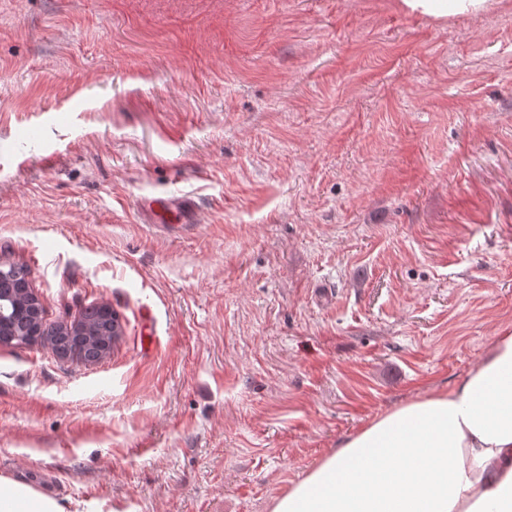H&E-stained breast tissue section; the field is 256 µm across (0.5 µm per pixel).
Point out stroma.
Instances as JSON below:
<instances>
[{
    "label": "stroma",
    "mask_w": 512,
    "mask_h": 512,
    "mask_svg": "<svg viewBox=\"0 0 512 512\" xmlns=\"http://www.w3.org/2000/svg\"><path fill=\"white\" fill-rule=\"evenodd\" d=\"M1 259L46 322L123 334L0 345V474L67 512H270L512 326V0H0ZM400 5L408 12L431 17L436 20L448 19L466 14H479L491 6L489 0H401ZM148 209L154 218L160 222H165L164 215L171 216L174 222L184 224L187 221V210L180 202L172 199L154 198L148 201ZM13 272L7 275L9 266L0 264V289L11 288L12 291L0 293L9 296L12 303L18 305L24 311V322L7 320L2 324L0 320V343L4 345H26L48 343L55 354L60 358L77 357L85 362H97L104 358L112 347L113 325L112 320L106 315L112 308L107 306L106 313H102L91 319L89 315L99 314L103 305L94 306L86 310L81 318V323L88 326L94 334L91 336H79L63 329L64 324L50 325L44 321V307L40 301L33 298V290L30 287L26 269L19 265H13ZM114 319V336H121L122 329L119 316L112 310ZM76 353V355H74Z\"/></svg>",
    "instance_id": "1"
}]
</instances>
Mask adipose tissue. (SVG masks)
Segmentation results:
<instances>
[{
    "mask_svg": "<svg viewBox=\"0 0 512 512\" xmlns=\"http://www.w3.org/2000/svg\"><path fill=\"white\" fill-rule=\"evenodd\" d=\"M436 20L490 0H400ZM0 512H65L0 475ZM271 512H512V329L461 381L374 418L275 499Z\"/></svg>",
    "mask_w": 512,
    "mask_h": 512,
    "instance_id": "obj_1",
    "label": "adipose tissue"
}]
</instances>
